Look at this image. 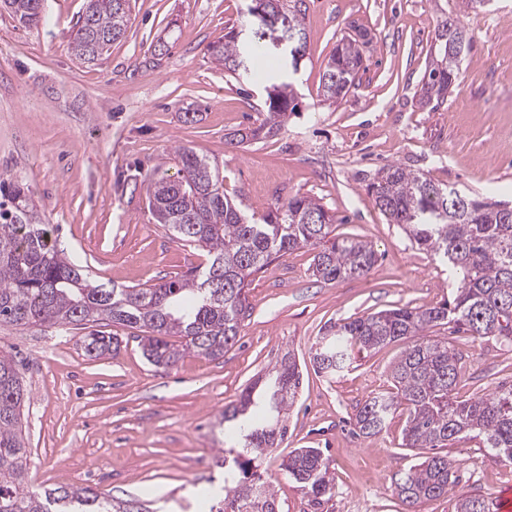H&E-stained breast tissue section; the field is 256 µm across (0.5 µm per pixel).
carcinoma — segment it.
<instances>
[{
  "label": "carcinoma",
  "mask_w": 512,
  "mask_h": 512,
  "mask_svg": "<svg viewBox=\"0 0 512 512\" xmlns=\"http://www.w3.org/2000/svg\"><path fill=\"white\" fill-rule=\"evenodd\" d=\"M27 24L43 15L41 0H4ZM129 0H87L72 31L76 58L93 63L122 39ZM295 40L292 59L305 56L308 33L290 17ZM361 31L341 38L330 53L319 94L335 102L357 85L363 66ZM470 40L456 21L445 19L435 30V51L423 79L426 102H442L459 77L460 61ZM211 57L237 80L266 85L267 112L258 127L239 143L278 131L294 109V89L280 81V68L267 54L263 37L239 40L230 31L208 46ZM178 177L150 181L148 197L155 223L178 241L207 251L205 266L187 275L143 287L108 288L71 262L53 242L47 225L36 222L34 205L24 190L0 180V323L34 327L98 321L138 328L143 357L156 368L174 366L185 354L218 358L251 315L250 278L271 261L296 250L315 251L312 274L324 281L363 277L376 265L373 246L335 234L336 214L319 201L294 196L257 222L224 193V176L193 149L174 152ZM375 205L419 248L446 262L455 286L436 306L394 307L346 319L325 328L312 362L319 373H336L357 358L404 341L391 378L395 392L367 400L355 414V426L367 437L379 435L393 414L407 411L402 445L440 448L451 442L477 440L502 461L512 464V386L470 401L454 399L461 378V357L448 342L428 331L453 323L474 337L512 342V205L484 201L442 189L397 164L382 167L368 187ZM178 342H172L173 338ZM91 357L116 355L115 336L91 331L83 337ZM301 374L295 357L285 353L275 364L262 408L257 384L245 388L225 407L223 419L239 420L241 446L234 465L241 477L224 487V500L205 504L208 512H279L260 462L283 441L280 417L295 403ZM30 390L12 356L0 354V512H150L138 498L116 500L90 488L60 487L40 495L28 487V456L21 416ZM281 468L306 494L320 501L332 493L330 462L319 448H296ZM457 483L454 465L434 454L401 469L395 492L407 507L448 495ZM456 512H497L489 497L469 496Z\"/></svg>",
  "instance_id": "obj_1"
}]
</instances>
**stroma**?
Returning <instances> with one entry per match:
<instances>
[{
  "mask_svg": "<svg viewBox=\"0 0 512 512\" xmlns=\"http://www.w3.org/2000/svg\"><path fill=\"white\" fill-rule=\"evenodd\" d=\"M309 39L300 64L291 46L268 40L294 84L296 112L276 134L243 145L236 131L265 117L263 87L242 84L208 52L230 29L262 32L249 0H130L120 41L101 59L75 57L69 35L86 0H45L42 20L20 23L0 6V175L21 185L58 249L108 286H145L206 263L201 249L156 224L147 186L172 176L176 147L219 165L224 191L262 219L294 195L335 212L336 235L371 243L379 260L368 276L317 280L313 253L294 251L257 273L250 317L223 357L187 354L170 368L150 365L133 329L116 356L85 355L82 326L0 325L31 397L24 407L30 488L90 487L150 501L155 512H199L224 484L219 451L236 446L225 405L285 352L302 384L284 419L286 440L262 469L281 512H406L393 478L422 451L401 445L405 411L364 437L354 426L365 401L392 391L391 366L404 342L389 344L333 376L315 372L311 353L331 323L396 306L435 305L449 296L446 264L412 244L367 192L394 163L434 185L477 199L512 202V0L470 8L463 0H291ZM460 22L470 47L461 73L436 108L421 104L419 82L441 17ZM364 31L359 87L322 101V64L344 35ZM433 338L460 352L458 399L512 384V343L438 326ZM331 461V495L314 503L280 467L296 448ZM458 482L416 512H454L456 500L495 497L512 487V464L477 442L444 450Z\"/></svg>",
  "mask_w": 512,
  "mask_h": 512,
  "instance_id": "35a3bbf8",
  "label": "stroma"
}]
</instances>
